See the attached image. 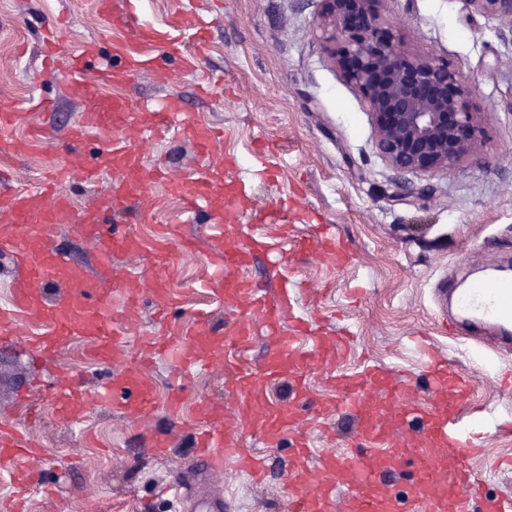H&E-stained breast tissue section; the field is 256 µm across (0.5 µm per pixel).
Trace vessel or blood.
<instances>
[{
    "label": "vessel or blood",
    "mask_w": 512,
    "mask_h": 512,
    "mask_svg": "<svg viewBox=\"0 0 512 512\" xmlns=\"http://www.w3.org/2000/svg\"><path fill=\"white\" fill-rule=\"evenodd\" d=\"M200 24L194 11L180 12L171 32H164L145 20H121L125 45L116 53L124 59L123 70L112 64L100 66L96 82L109 85L121 82L125 71H148L153 67L150 56L129 52L128 44H162L183 61L201 52L203 38L198 33ZM91 50L66 58L61 71L66 75L71 93L79 98L92 94L83 74L89 68ZM20 115L10 110H0V153L22 154L26 145L12 134ZM137 120L135 113L126 111L121 98H99L97 107L88 112L82 122L70 130L72 144L84 142L91 129L99 128L109 133L93 162L85 164L83 171L63 166L57 169L49 183H39L36 192L26 190L12 193L0 203V218L14 224H25L29 233L17 236L0 233V255L13 261L15 274L11 280L10 306L0 309V343L15 335L18 318L42 326V333L31 336L29 343L43 355L57 352L71 337L92 335L89 353L93 360L107 363L119 357V332L121 316L112 308V293L107 286L113 254L126 251L133 243L128 235L115 231L111 215L100 208L75 211L68 197L58 191L61 184L86 179L97 173H110L116 184L114 200L142 197L144 184L133 152L124 136L126 127ZM154 136L161 137L171 130L186 132L201 149H208L219 137L209 126L188 120L179 100L171 99L154 113L149 125ZM208 171H199L192 186L183 196L189 213L199 211L208 199L210 185ZM41 197L43 206H36L34 197ZM85 224L88 241L98 259L99 274L91 278L75 271L70 256L51 242L49 232L62 224ZM253 254L250 247L231 251L216 248L206 258L211 281L220 285L225 302L236 305L240 320L234 338L240 350H248L252 341L249 322L254 315L268 321V339L276 348L275 361L259 370L242 369L237 379L242 391H251L262 380H269L280 373H289L295 380H302L303 373L312 359L328 360L338 353V342L309 335L305 323H297L296 336L280 332L277 315L289 314L293 308L289 297L266 300L242 277V270L250 266ZM64 279L65 288L56 299H48L47 283ZM457 303L466 318L452 321L448 330L481 337L484 344L512 349V285L488 282L466 289L458 295ZM173 362L181 371L204 370L211 362L210 347L201 344L182 347L168 346ZM421 355L433 380L432 404L420 407L402 400L389 422L380 421L368 402L367 391L380 382L382 375L372 368H364L338 375L337 386L345 395L336 403L337 408L354 412L358 422V435L368 445L367 451H349L331 459L324 479L310 485L302 475H295L288 497V512H334L337 484L349 487V512H470L472 500H480L483 512H512V497L483 493L471 479L470 470L463 458H449L450 450H471L475 447L477 422L473 416L462 415L461 406L466 395V384L456 379L446 362L437 360L433 352L422 350ZM99 400L118 407L127 417H138L148 411L154 401V390L149 379L136 365H128L122 372L108 375L97 390ZM223 409L218 405L205 406V426L198 435V460L206 468L220 469L230 463L252 480L264 477L262 460L236 439L224 433ZM420 422L418 434L405 444L391 439V422ZM296 422L295 416L280 409H271L261 425L267 444L276 445ZM413 456L416 461L415 479L405 497L406 510H399L392 493L383 491L378 461L382 457ZM37 457L35 445L0 422V466L13 469L19 485L33 482L32 463Z\"/></svg>",
    "instance_id": "1"
}]
</instances>
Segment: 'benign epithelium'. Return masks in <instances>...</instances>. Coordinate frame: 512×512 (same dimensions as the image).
I'll use <instances>...</instances> for the list:
<instances>
[{"label":"benign epithelium","instance_id":"1","mask_svg":"<svg viewBox=\"0 0 512 512\" xmlns=\"http://www.w3.org/2000/svg\"><path fill=\"white\" fill-rule=\"evenodd\" d=\"M323 49L366 98L375 146L393 170H449L476 152L481 112L448 63L406 53L379 0H321ZM476 12L509 25L512 0H466Z\"/></svg>","mask_w":512,"mask_h":512}]
</instances>
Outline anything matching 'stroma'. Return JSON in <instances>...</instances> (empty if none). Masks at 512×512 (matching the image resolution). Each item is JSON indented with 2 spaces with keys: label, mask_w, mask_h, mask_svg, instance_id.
I'll list each match as a JSON object with an SVG mask.
<instances>
[{
  "label": "stroma",
  "mask_w": 512,
  "mask_h": 512,
  "mask_svg": "<svg viewBox=\"0 0 512 512\" xmlns=\"http://www.w3.org/2000/svg\"><path fill=\"white\" fill-rule=\"evenodd\" d=\"M137 14L165 27L178 10L196 9L210 37L205 56L186 68L174 57L160 75L138 74L101 88L124 97L130 111L148 121L144 108L178 98L189 118L222 127L224 139L200 153L182 134L128 138L140 160L145 195L120 217L137 249L115 255L112 276L139 274V302L126 309L120 326L125 357L112 363L122 371L127 357L140 354V340L157 337L161 349L142 368L155 386V405L129 420L95 396L98 363L77 336L44 367L35 368L26 340L36 328L20 321L12 344L0 345V421L29 434L41 446L34 466L44 491L22 489L0 468V504L26 499L27 512H169L159 489L191 483L224 496L232 512H288L294 473L315 483L330 458L360 448L357 422L347 412L317 416L314 404L342 389L328 381L331 371L375 366L386 387L370 398L387 406L399 394L426 403L431 376L419 360L414 340L430 337L441 358L470 381L466 407L481 408L480 450L467 454L473 473L488 493L512 494V469H495L512 457V351L493 352L473 340L448 336V317L439 288L479 281L494 266L512 265V33L500 21L472 11L465 0H381L379 9L396 24L407 53L448 62L482 112L477 152L450 171L399 174L378 155L373 119L365 99L323 53L318 29L320 0H133ZM52 35L60 53L96 49L110 56L123 34L97 12L95 0H0V108L22 113L19 137L31 148L24 156L0 155V201L15 190H30L45 173L90 157L98 137L70 150L68 129L91 111L92 100L73 99L64 77L45 72L41 44ZM55 102L46 111L42 102ZM209 169L208 206L186 222L178 182ZM236 224L260 225L262 233L287 228L289 237L332 234L350 252L346 265L320 251L283 247L258 254L244 270L253 287L273 294L294 286V317L307 319L319 336L350 335L335 363L312 362L307 376L309 404H301L295 382L279 376L257 387L252 410L226 372L231 350L216 351L207 372L180 378L170 368L163 344L196 331V314L206 311V328L221 340L235 333L236 308L206 289L207 252L221 242L212 232L217 216ZM196 239L184 250L182 235ZM54 247L70 254L86 273L95 271V253L78 226L52 229ZM241 247V240L222 242ZM82 391L76 418L57 412L55 383ZM183 398L181 418L166 402L173 387ZM224 405L229 431L241 445L263 454L264 485L225 467L209 476L195 456L193 423L202 404ZM294 411L297 427L313 442L312 458H294L293 436L266 446L254 426L269 404ZM171 435L165 457L149 451L153 437Z\"/></svg>",
  "instance_id": "35a3bbf8"
}]
</instances>
